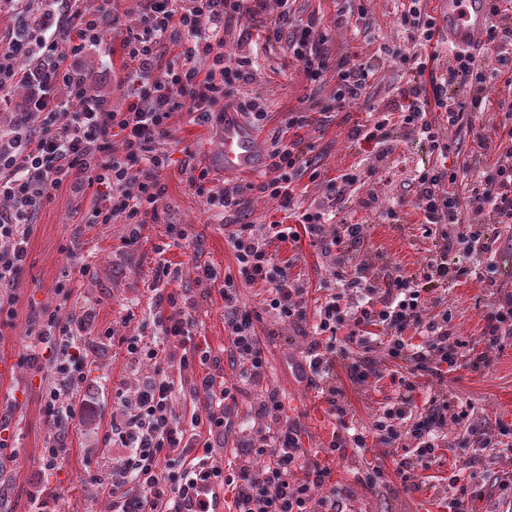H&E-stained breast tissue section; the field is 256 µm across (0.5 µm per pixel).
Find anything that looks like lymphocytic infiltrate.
Masks as SVG:
<instances>
[{"label": "lymphocytic infiltrate", "mask_w": 512, "mask_h": 512, "mask_svg": "<svg viewBox=\"0 0 512 512\" xmlns=\"http://www.w3.org/2000/svg\"><path fill=\"white\" fill-rule=\"evenodd\" d=\"M296 0H134L119 12L112 0L87 9L83 0H6L12 28L0 36V109L9 108L0 125V324L11 321L18 297L15 288L29 257L39 213L58 190H67L71 213L82 224H124L129 242H137L146 219L157 218L166 186L162 174L171 163L167 149L174 138L170 119L183 112L193 123L220 130L231 109L261 124L266 110L259 97L238 93L247 82V57L225 50L224 35L243 15L270 11L269 40L286 42L310 85L332 84L319 113L344 112L360 104L372 66L356 55L332 57L316 14L299 17ZM492 22L485 33L489 57L463 47H450L446 65H439L440 29L426 11L425 0H406L400 26L407 43L397 55L410 78L399 99L380 118L357 125L351 134L359 145L385 146L395 125L428 141L435 164L411 181L412 206L418 211L435 250L417 273L404 275L383 264L374 274L358 264L367 228L343 213L357 176L345 173L327 185L322 203L294 206L295 183L309 169L314 149L301 131L316 114L289 113L274 131L267 149L271 177L262 190L276 200L284 218L267 224H230L225 238L236 270L225 274L220 288L229 354L241 378L260 381L266 372L261 313L287 321L302 339V370L317 387L339 428L322 455H309L301 430L291 421L274 390H266L251 407L269 428L259 440L240 441L242 465L221 466L209 456L190 462L192 449L210 448L198 427L223 432L232 423L237 397L215 375L201 377L206 419L184 420L173 408L175 373L207 362L193 336V321L175 292H158L168 314L161 319L165 347L149 346L137 336L124 337L129 357L149 363L134 390L121 398L112 414V466L107 484L112 512H183L195 480H212L231 489L237 512H346L331 486L329 458L369 444L387 448L408 441L411 450L396 468L409 481L417 468H427L445 445L449 421L467 416L464 405L451 403L436 390L420 413L411 403L418 380H444L469 348L455 336L453 315L427 312L433 295L461 280L475 277L499 297L484 317V349L477 360L491 365L512 335V291H502L486 261L496 251L499 227L512 224V124H491L478 133L481 150L497 146L493 164L456 192V168L447 164L449 146L441 124L429 121L440 113L449 128L470 126L473 114L512 113V101L494 100L489 87L499 78L512 86V11L501 0H489ZM120 40L134 64L126 75L130 88L124 104L114 106L97 87L98 77L86 67L87 50ZM182 172L188 186L218 214L239 210L240 188L212 186L208 168L185 156ZM308 235L330 261L338 289L310 304L308 290L295 278L293 263L279 256L283 244ZM263 283L261 311L246 309L241 284ZM39 344L53 345L54 382L45 410L55 433L43 448L41 465L55 468L69 451L74 427L87 425L93 410L81 389L89 352L85 339L97 327V312L83 308L78 316L59 310L41 311ZM384 348L394 364L391 382L398 391L370 426H355L339 399L332 378L337 358L348 359V377L363 383L375 372L371 357Z\"/></svg>", "instance_id": "1"}]
</instances>
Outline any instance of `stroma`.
Instances as JSON below:
<instances>
[{
  "label": "stroma",
  "mask_w": 512,
  "mask_h": 512,
  "mask_svg": "<svg viewBox=\"0 0 512 512\" xmlns=\"http://www.w3.org/2000/svg\"><path fill=\"white\" fill-rule=\"evenodd\" d=\"M402 0H297L301 15L318 14L328 37L333 56L359 52L362 60L373 63L377 73L366 90L368 100L335 119L305 128L303 134L315 149L309 155L311 165L321 175L320 181L301 178L295 193L301 206L321 199L324 181L349 171L359 172L365 182L379 180L381 164L396 172L392 182L383 183L381 202L391 207L399 198H411L409 178L418 162L427 159L428 146L402 128H395L385 162H378L373 152L351 143L350 129L365 123L370 111L383 109L397 100L405 84V72L391 53L402 42L398 17ZM366 17L360 26L349 19L358 10ZM265 14L244 17L232 26L226 37L228 50L246 55L257 53L253 77L243 92L260 97L267 112L259 131L269 139L281 127L288 112L307 107L309 99L323 100L329 88L309 85L298 63L289 59L285 44H265ZM85 62L101 73L98 84L112 97L115 105L124 102L121 81L126 69L120 56H107L98 50L87 52ZM171 124L174 139L169 150L174 163L164 173L167 193L161 202L162 220L148 223L140 230L138 243L128 241L123 224H95L76 230L69 214L66 191L56 193L53 202L40 213L31 240L30 254L17 293V316L12 325L0 328V405L16 398L17 407L10 419L8 435L12 446L7 449L5 472L0 475V512H110L111 501L104 486L109 470L112 443V413L120 403L118 388L133 384L141 365L128 357L121 339L130 334L156 341L162 336L158 322L156 298L150 289L157 255L155 247L167 238L168 225L184 230V248H171L170 261L179 263L181 273L170 282V289L185 293L192 305L196 342L207 346L212 363L184 374L173 399L176 413H204L202 398L194 383L202 375L217 371L227 383L236 376L228 359L229 347L224 331V303L218 287L197 285L191 270L193 257L208 262L216 275L235 271V258L224 236L225 224H267L273 219L276 201L263 196L260 186L269 173L258 177L234 178L243 190L247 204L236 212L218 218L208 212L204 201L191 190L178 165L185 152H193L197 161L208 166L216 185H223L224 171L216 154L217 142L208 128L191 124L187 115L174 113ZM347 218L367 225L369 245L365 255L370 265L387 260L404 274L417 272L429 256L433 244L425 237L420 217L411 206L399 211L398 221L377 212L351 209ZM80 236L84 261L92 265L91 275H83L80 263L68 257L73 236ZM283 257L293 259V274L309 290L310 298L320 297L333 287L331 268L309 238L284 246ZM70 280L71 296L58 294L55 285ZM494 301L482 281L469 278L449 288L442 304L452 311L457 330L472 347H480L484 315ZM94 306L98 315V332L87 343L96 353L86 381L85 395L94 404L93 425L79 428L70 435V451L57 468L41 467V450L54 433L44 412V395L49 387L45 364L27 361L32 342L27 330L40 307L61 308L70 312L82 306ZM265 344L267 372L259 383L241 386L237 397L239 425L222 437L212 438V456L223 463L233 462L240 441L259 436L262 423L248 415L249 405L262 391L277 390L286 413L301 429L304 448L316 453L328 445L333 425L327 404L315 388L299 378L300 341L286 322L262 315L257 324ZM336 385L340 400L350 418L369 424L373 416L393 394L389 378H372L357 384L347 376L344 366H337ZM448 395L470 405L469 424L485 429L496 438L501 424L512 425V338L504 352L487 368H473L469 361H459L445 381ZM468 424V425H469ZM397 455L375 447L365 452L348 450L332 462V480L349 512H442L443 499L464 495L467 512H512V491L502 490L500 482L512 475V449L498 443L481 454L472 450H448L430 469H417L411 476L413 486L404 489L396 473ZM384 466L387 483L373 489L358 481L362 472L375 465ZM458 484H451L450 475Z\"/></svg>",
  "instance_id": "1"
}]
</instances>
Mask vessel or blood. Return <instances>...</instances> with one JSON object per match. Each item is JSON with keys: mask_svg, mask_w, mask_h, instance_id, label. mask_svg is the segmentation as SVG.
Segmentation results:
<instances>
[{"mask_svg": "<svg viewBox=\"0 0 512 512\" xmlns=\"http://www.w3.org/2000/svg\"><path fill=\"white\" fill-rule=\"evenodd\" d=\"M448 22L454 44L480 47L490 24L488 0H436ZM219 158L225 173L254 176L263 165L264 150L260 137L241 120L228 119L218 135ZM195 512H224V494L214 484L201 483L194 497Z\"/></svg>", "mask_w": 512, "mask_h": 512, "instance_id": "1", "label": "vessel or blood"}]
</instances>
